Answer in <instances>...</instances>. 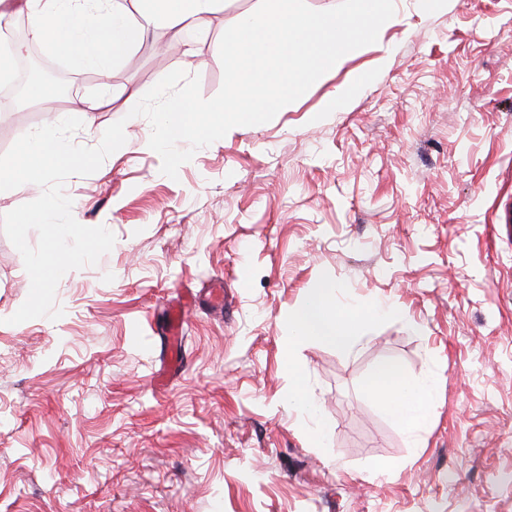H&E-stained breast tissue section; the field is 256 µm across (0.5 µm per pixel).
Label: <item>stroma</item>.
I'll return each mask as SVG.
<instances>
[{"label": "stroma", "mask_w": 512, "mask_h": 512, "mask_svg": "<svg viewBox=\"0 0 512 512\" xmlns=\"http://www.w3.org/2000/svg\"><path fill=\"white\" fill-rule=\"evenodd\" d=\"M394 4L376 43L174 179L130 111L176 69L213 98L260 0H218L190 43L154 21L103 74L37 44L75 91L0 107V154L74 116V144L120 120L126 142L66 182L116 242L61 278L59 319L8 324L30 278L0 231V512H512V0ZM106 83L134 95L78 112ZM326 283L394 313L349 324L350 351L294 345L311 414L283 338ZM190 293L175 366L167 309ZM387 360L432 386L419 438L368 392Z\"/></svg>", "instance_id": "1"}]
</instances>
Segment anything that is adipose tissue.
Segmentation results:
<instances>
[{"label":"adipose tissue","mask_w":512,"mask_h":512,"mask_svg":"<svg viewBox=\"0 0 512 512\" xmlns=\"http://www.w3.org/2000/svg\"><path fill=\"white\" fill-rule=\"evenodd\" d=\"M140 3L143 20L134 23L112 0H0V21H8L14 8L24 9L32 40L66 55L75 68L89 70L122 57L138 45L146 23L154 19L165 21L179 37L200 30L206 16L214 10L216 0H140ZM335 292V287L326 286L307 297L293 316L288 344L307 339L349 349L354 347L356 339L347 334V322L391 313L390 308L379 303L363 310H337L332 302ZM377 377L379 383L372 387V395L385 398L408 432L418 435L427 422L431 385L393 375L386 364L379 368Z\"/></svg>","instance_id":"obj_1"}]
</instances>
